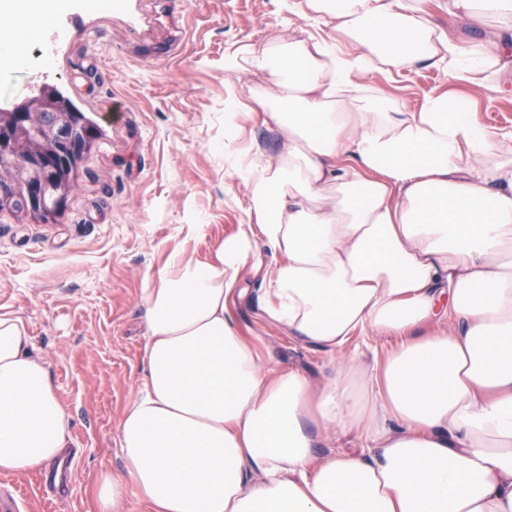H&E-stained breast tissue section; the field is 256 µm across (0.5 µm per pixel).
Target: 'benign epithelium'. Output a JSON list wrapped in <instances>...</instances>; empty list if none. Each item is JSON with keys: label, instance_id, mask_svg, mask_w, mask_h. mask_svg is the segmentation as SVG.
I'll return each mask as SVG.
<instances>
[{"label": "benign epithelium", "instance_id": "1", "mask_svg": "<svg viewBox=\"0 0 512 512\" xmlns=\"http://www.w3.org/2000/svg\"><path fill=\"white\" fill-rule=\"evenodd\" d=\"M55 117L46 124L40 110L26 98L14 104L11 110L12 121L16 125H30L38 122L52 137L53 144L45 152L33 153L27 162L31 174L25 180L0 181V206L24 217L48 223L56 220L67 208L66 190L58 189L51 206L43 202L50 187L49 177H67V171L76 168L79 155L91 145V139L83 130L84 121L80 114L66 104L53 109Z\"/></svg>", "mask_w": 512, "mask_h": 512}]
</instances>
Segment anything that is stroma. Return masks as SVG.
Wrapping results in <instances>:
<instances>
[{"mask_svg": "<svg viewBox=\"0 0 512 512\" xmlns=\"http://www.w3.org/2000/svg\"><path fill=\"white\" fill-rule=\"evenodd\" d=\"M87 14L61 0L57 29L31 46L53 52L54 67L0 62V109L56 86L101 133L79 163L65 212L39 223L0 210V317L22 319L64 404L71 430L65 497L42 501L33 471L0 473L17 485L22 512H98L100 472L120 474L116 443L123 411L143 375V290L172 254L205 259L247 223V190L224 154L229 90L247 99L260 79L227 61L279 37L327 36L328 27L290 15L283 0H123ZM504 67L478 86L415 66L389 76L356 74L419 109L430 97L466 101L481 120L512 134V38ZM278 148L259 112L238 116L235 148ZM232 306L244 336L268 366H292L321 385L339 358L372 366L391 340L357 333L342 354L304 346L261 312L263 273L245 270Z\"/></svg>", "mask_w": 512, "mask_h": 512, "instance_id": "obj_1", "label": "stroma"}]
</instances>
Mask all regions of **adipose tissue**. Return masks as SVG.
<instances>
[{
  "label": "adipose tissue",
  "instance_id": "adipose-tissue-1",
  "mask_svg": "<svg viewBox=\"0 0 512 512\" xmlns=\"http://www.w3.org/2000/svg\"><path fill=\"white\" fill-rule=\"evenodd\" d=\"M424 0H288L328 37L275 38L232 69L279 149L235 155L249 223L209 257L173 254L143 291V385L117 430L123 475L100 473L99 512H512V157L461 99L408 110L352 79L431 67L473 79L497 48L464 49ZM51 0H0V58L38 37ZM512 21V0H451L449 22ZM264 272V314L342 352L397 338L380 371L347 360L314 387L269 367L230 311ZM448 330L421 334L427 323ZM356 434L319 456L314 428ZM67 414L26 324L0 318V471L60 457Z\"/></svg>",
  "mask_w": 512,
  "mask_h": 512
}]
</instances>
